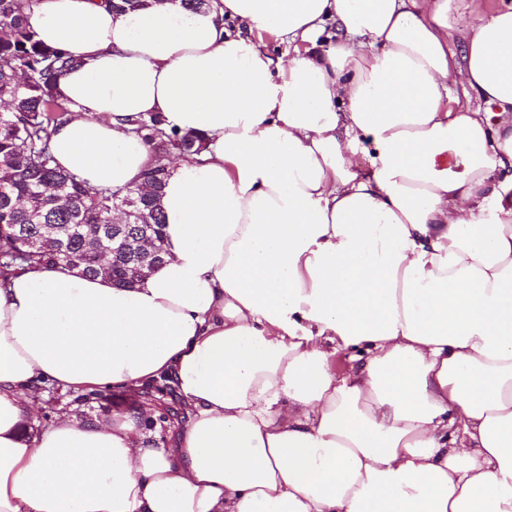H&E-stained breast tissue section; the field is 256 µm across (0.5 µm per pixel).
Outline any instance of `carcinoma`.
Returning <instances> with one entry per match:
<instances>
[{
    "mask_svg": "<svg viewBox=\"0 0 512 512\" xmlns=\"http://www.w3.org/2000/svg\"><path fill=\"white\" fill-rule=\"evenodd\" d=\"M32 0H0V276L42 265L77 269L86 277L105 276L119 288L144 280L166 256L161 205L166 161L170 155H195L203 149L198 134L167 128L157 114L140 115L132 132L152 149L157 165L150 169L153 193L129 197L124 190L91 192L55 163L52 134L71 112L58 92V80L76 61L43 44L29 24ZM66 247L32 248L43 225ZM159 251L135 276L140 263L134 251L111 257V271L97 265L91 251L95 237L121 233L136 241L143 228Z\"/></svg>",
    "mask_w": 512,
    "mask_h": 512,
    "instance_id": "obj_1",
    "label": "carcinoma"
}]
</instances>
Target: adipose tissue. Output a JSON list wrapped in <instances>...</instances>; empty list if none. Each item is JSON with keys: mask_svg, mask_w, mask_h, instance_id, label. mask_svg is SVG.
Masks as SVG:
<instances>
[{"mask_svg": "<svg viewBox=\"0 0 512 512\" xmlns=\"http://www.w3.org/2000/svg\"><path fill=\"white\" fill-rule=\"evenodd\" d=\"M29 23L77 61L52 147L86 188L141 183L138 115L204 148L167 165V255L135 287L0 280V512H512V6L36 0ZM340 349L365 359L333 373ZM158 382L187 413L168 447ZM46 386L125 405L35 426ZM170 388V387H169ZM168 393L164 396L155 394L156 398H149L146 396L141 397L142 405L149 409L150 413L155 416V419L150 418L149 420L153 421V425L151 429L156 432L159 441L167 442L169 435V428L171 425L181 422L185 413L184 409L174 394L173 390L170 388ZM169 406L175 411L179 412L178 419H163L162 416L166 413L165 408Z\"/></svg>", "mask_w": 512, "mask_h": 512, "instance_id": "obj_1", "label": "adipose tissue"}]
</instances>
